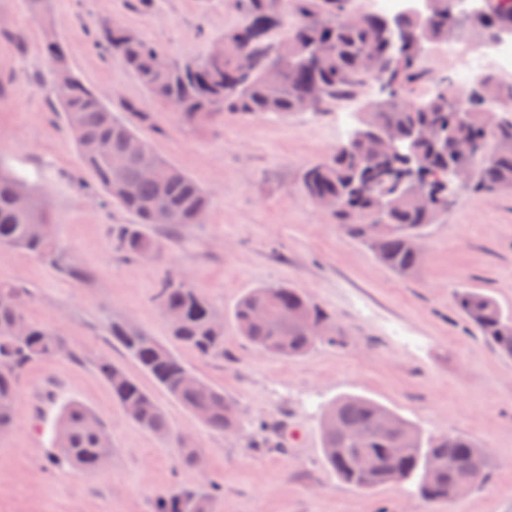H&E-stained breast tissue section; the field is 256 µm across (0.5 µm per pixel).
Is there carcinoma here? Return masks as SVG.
<instances>
[{"label": "carcinoma", "mask_w": 512, "mask_h": 512, "mask_svg": "<svg viewBox=\"0 0 512 512\" xmlns=\"http://www.w3.org/2000/svg\"><path fill=\"white\" fill-rule=\"evenodd\" d=\"M243 22L213 41L206 54L195 61L176 62L163 57L159 48L131 28L114 29L104 22L101 32L112 55L121 58L146 88L150 98L163 105L180 103L176 118L185 126L209 123L226 114L244 117H281L298 111L302 101L317 88L320 96L313 111L320 112L336 99L350 95L374 77L364 57L385 53L382 16L363 13L358 17L356 0H235ZM301 22L288 25V18ZM402 33L401 58L394 66L393 86L379 101L368 103L362 115L391 133L401 146L387 153L379 141L367 139L336 147L325 161L307 167L300 190L311 203L334 197L338 207L331 215L339 231L363 243L383 264L402 275L414 274L423 253L411 240L469 193L512 190V85L503 86L490 76L477 81L478 90L465 99L469 119L461 130L448 126V142L435 146L410 139L420 126L451 121L457 99L448 96V78L435 83L426 97L412 98L407 90L427 80L420 66L417 45L426 42L487 39L501 26H512V10L484 18L462 15L455 0H440L436 15L421 25L416 18L394 17ZM49 65L48 92L57 103L75 141L81 166L93 177L112 203L133 214L136 224L112 228V249L118 259L149 257L163 245L146 236L143 224L163 226L201 224L209 208L204 190L187 174L159 156L136 127L112 111L105 97L89 89L74 74L62 44L45 31ZM316 42L324 47L314 62L293 67L290 60ZM277 46L281 67L273 78L265 73L267 50ZM68 72L67 96L55 90L58 69ZM420 155L418 183L429 190L439 187L437 178H448V163L467 175L454 191L443 194L430 208L400 187L403 148ZM391 207L379 213L378 198ZM0 245L22 249L38 256L67 275L71 267L59 265L60 245L50 223L43 197L33 192L25 179L0 170ZM160 310L180 312L181 320L169 324L173 341L187 346L203 359L224 358V325L213 320L214 308L187 279L167 276L158 284ZM29 296L9 284H0V434L16 424V398L25 371L44 360L70 354L65 337L51 325L32 320L26 313ZM464 319L502 356L512 358V312H504L489 294L466 288L457 295ZM264 309L270 319H252ZM236 326L245 339L263 352L285 359L303 356L318 344L340 343L335 320L295 288L266 285L252 288L234 310ZM321 325L322 333L311 335L307 324ZM22 324L27 335H15ZM112 342L124 349L155 382L206 428L233 432L240 424L239 411L224 392L205 379L190 383V370L171 348L131 321L114 317L106 326ZM98 372L112 391V399L128 417L175 449L180 468H203L200 449L185 443L171 427L164 408L125 370L108 359L99 361ZM364 431L371 441L359 445L351 433ZM103 423L77 402L64 405L58 417L53 465L63 464L84 474H94L112 455V441ZM322 451L326 462L345 485L370 491L390 483L416 481L417 491L429 502L454 499L456 487L472 478L483 450L456 434L426 437L411 421L382 404L359 396L337 398L321 422ZM364 455L369 466L357 468ZM434 456L440 466L426 469ZM219 488L174 486L158 497V512H214Z\"/></svg>", "instance_id": "cac0c4a2"}]
</instances>
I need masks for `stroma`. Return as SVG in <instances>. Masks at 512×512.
<instances>
[{
	"label": "stroma",
	"mask_w": 512,
	"mask_h": 512,
	"mask_svg": "<svg viewBox=\"0 0 512 512\" xmlns=\"http://www.w3.org/2000/svg\"><path fill=\"white\" fill-rule=\"evenodd\" d=\"M55 35L86 86L132 115L156 152L208 195L204 223L145 232L161 256L118 259L111 227L132 215L102 198L48 94L44 32L27 0H0V168L23 176L50 204L73 277L24 250L0 246V283L25 289L28 316L56 328L72 356L26 374L17 421L0 435V512H155L159 495L204 481L221 487L215 512H512V358L462 318L456 294L477 288L512 311V190L462 197L426 231L424 259L402 276L343 236L300 192L304 170L349 132L340 111L376 100V83L321 112L274 119L227 115L189 129L151 101L123 61L96 45L103 22L139 31L170 59H196L241 22L233 0H50ZM183 274L224 320V356L174 353L238 407L240 427L217 433L170 398L112 343L108 319L124 316L161 341L169 333L155 294ZM284 284L332 314L343 336L282 359L239 335L234 308L249 289ZM121 365L164 407L174 431L200 448L202 470H178L173 450L130 420L97 371ZM352 394L374 400L425 435L470 438L486 451V476L453 501L429 502L414 484L360 491L324 461L327 405ZM76 401L109 429L113 451L92 476L52 468L58 408Z\"/></svg>",
	"instance_id": "stroma-1"
}]
</instances>
